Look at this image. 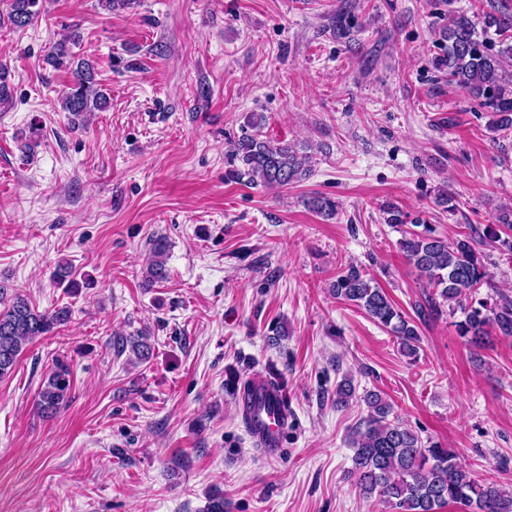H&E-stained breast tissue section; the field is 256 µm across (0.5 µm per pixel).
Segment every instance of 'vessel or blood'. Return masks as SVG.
I'll return each mask as SVG.
<instances>
[{
	"label": "vessel or blood",
	"instance_id": "1",
	"mask_svg": "<svg viewBox=\"0 0 512 512\" xmlns=\"http://www.w3.org/2000/svg\"><path fill=\"white\" fill-rule=\"evenodd\" d=\"M242 415L255 443L263 448L281 445L289 412L283 392L269 381L253 379L240 399Z\"/></svg>",
	"mask_w": 512,
	"mask_h": 512
}]
</instances>
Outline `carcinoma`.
Masks as SVG:
<instances>
[{"mask_svg": "<svg viewBox=\"0 0 512 512\" xmlns=\"http://www.w3.org/2000/svg\"><path fill=\"white\" fill-rule=\"evenodd\" d=\"M39 0H11L9 19L24 27L39 16ZM448 42L438 65L446 71L448 82L458 87L493 116V124L512 127V4L504 0L483 12L482 26L463 13L448 16L442 33ZM79 44L73 33L57 41L48 54L53 66L74 72V82L62 97V109L76 116L101 110L107 98L95 87L91 63L77 58L70 46ZM263 113H251L244 133L233 143L231 161L240 168L230 174L251 184L280 188L303 181L311 172L308 147L298 143L274 141L264 137ZM308 206L330 218L336 214V202L326 196H314ZM501 229L493 231L492 242L500 251L512 255V208L500 212ZM478 240L469 234L453 244L427 229L408 232L399 241L400 250L414 264L430 288L427 305L439 313L459 310L463 319L455 322L458 336L478 346L489 331L512 338V297L498 293V300H483L465 305L463 299L483 286L491 287L489 274L477 250ZM163 239L154 241L146 267V283L166 277ZM332 294L362 309L372 320L389 329L400 350L413 355L419 348L417 328L387 296L370 275L351 265L331 285ZM64 308L40 311L26 297L0 283V378L16 366L24 347L53 332L67 320ZM113 348L130 350L139 361L149 358L148 332L120 336ZM70 368L58 363L39 391V404L46 411L57 410L69 398ZM355 394L352 380L336 385L335 404L344 407ZM367 415L349 430L353 448L352 468L348 476L362 496L375 498L393 512H439L457 504L464 512H512V489L494 481L479 480L458 462L457 454L435 443L423 442L417 431L393 416L391 404L380 394L368 391L363 396Z\"/></svg>", "mask_w": 512, "mask_h": 512, "instance_id": "carcinoma-1", "label": "carcinoma"}]
</instances>
